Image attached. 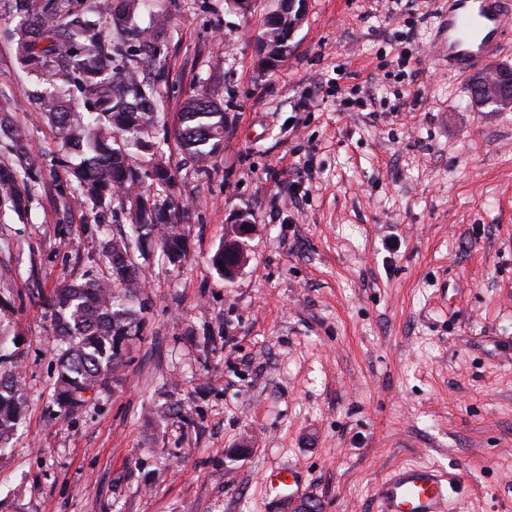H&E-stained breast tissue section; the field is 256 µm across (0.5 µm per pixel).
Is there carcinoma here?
<instances>
[{"mask_svg": "<svg viewBox=\"0 0 512 512\" xmlns=\"http://www.w3.org/2000/svg\"><path fill=\"white\" fill-rule=\"evenodd\" d=\"M21 17L13 31L19 62L42 88L37 108L57 130L72 158L70 176L98 215L118 200L128 213L130 232L105 242L108 275L100 280L62 281L48 301L57 350L58 400L73 407L83 394L106 386L124 363L125 344L140 325L135 250L158 244L173 266L188 252L180 218L184 205L173 194L174 171L162 164L164 151L154 129L165 64L160 45L168 25L162 13L140 26L136 18L149 0H6ZM266 45L288 47L283 28L267 22ZM176 140L205 171L224 150V110L203 92L188 96ZM0 133L11 138L18 163L0 168V204L18 208L21 190H30L35 159L26 135L6 115ZM241 249L237 240L211 258L224 277ZM25 407L24 387L15 370L0 376V451L14 435Z\"/></svg>", "mask_w": 512, "mask_h": 512, "instance_id": "carcinoma-1", "label": "carcinoma"}]
</instances>
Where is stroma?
Instances as JSON below:
<instances>
[{"label": "stroma", "mask_w": 512, "mask_h": 512, "mask_svg": "<svg viewBox=\"0 0 512 512\" xmlns=\"http://www.w3.org/2000/svg\"><path fill=\"white\" fill-rule=\"evenodd\" d=\"M158 6L155 135L188 261L137 255L143 328L74 409L56 402L45 301L106 277L127 215L92 222L68 187L0 10V110L36 158L25 211L0 206V336L26 395L0 512H290L265 483L278 467L322 512H377L406 465L452 476L448 512H512V105L476 104L473 75L441 63L442 0H304L271 71L257 46L276 0ZM196 87L225 116L206 175L173 137ZM243 217L248 260L227 280L210 259Z\"/></svg>", "instance_id": "1"}]
</instances>
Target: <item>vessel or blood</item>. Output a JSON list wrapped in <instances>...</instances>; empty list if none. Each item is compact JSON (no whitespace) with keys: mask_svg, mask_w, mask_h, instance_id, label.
Returning a JSON list of instances; mask_svg holds the SVG:
<instances>
[{"mask_svg":"<svg viewBox=\"0 0 512 512\" xmlns=\"http://www.w3.org/2000/svg\"><path fill=\"white\" fill-rule=\"evenodd\" d=\"M512 29V0H448V69L464 75L484 68ZM379 512H447L448 475L434 467L398 468L380 484Z\"/></svg>","mask_w":512,"mask_h":512,"instance_id":"1","label":"vessel or blood"}]
</instances>
